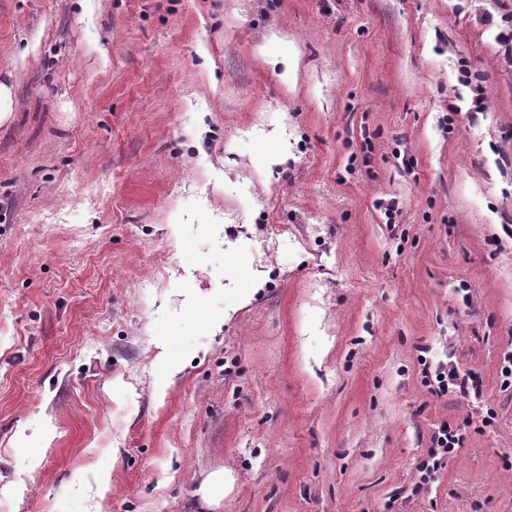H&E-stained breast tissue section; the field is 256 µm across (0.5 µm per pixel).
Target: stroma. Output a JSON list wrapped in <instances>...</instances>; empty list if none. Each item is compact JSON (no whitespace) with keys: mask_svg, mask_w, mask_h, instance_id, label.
<instances>
[{"mask_svg":"<svg viewBox=\"0 0 512 512\" xmlns=\"http://www.w3.org/2000/svg\"><path fill=\"white\" fill-rule=\"evenodd\" d=\"M0 81V512H512V0H0ZM434 368L439 393H448L451 386L460 393L468 394V390L472 389L474 395H480L481 383L471 374L461 375L457 368L443 362H438ZM461 427L452 429L447 423H442L432 434L431 446L428 448V461H424L422 469L428 473L437 472L443 466V459L455 455L462 441L459 431Z\"/></svg>","mask_w":512,"mask_h":512,"instance_id":"obj_1","label":"stroma"}]
</instances>
